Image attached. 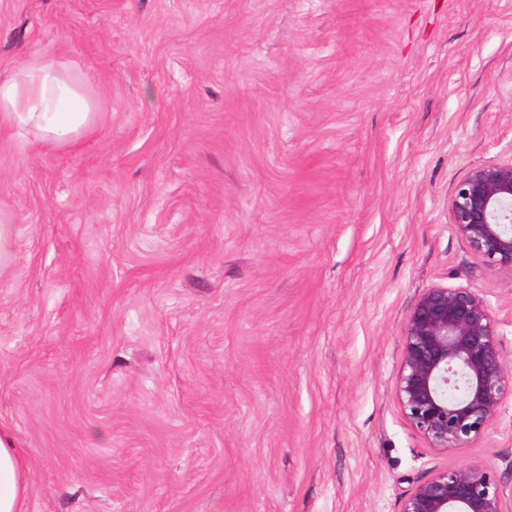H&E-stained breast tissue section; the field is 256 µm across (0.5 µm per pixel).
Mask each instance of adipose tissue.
<instances>
[{"mask_svg": "<svg viewBox=\"0 0 512 512\" xmlns=\"http://www.w3.org/2000/svg\"><path fill=\"white\" fill-rule=\"evenodd\" d=\"M97 101L58 58L39 55L0 74V130L31 136L45 150L72 147L96 127ZM27 469L22 448L0 430V512H22Z\"/></svg>", "mask_w": 512, "mask_h": 512, "instance_id": "1", "label": "adipose tissue"}]
</instances>
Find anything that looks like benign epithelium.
I'll list each match as a JSON object with an SVG mask.
<instances>
[{"instance_id":"benign-epithelium-1","label":"benign epithelium","mask_w":512,"mask_h":512,"mask_svg":"<svg viewBox=\"0 0 512 512\" xmlns=\"http://www.w3.org/2000/svg\"><path fill=\"white\" fill-rule=\"evenodd\" d=\"M448 212L478 261L512 272V157L472 167L448 198ZM403 339L395 390L410 426L445 451L489 430L512 397V367L483 295L426 289L405 319ZM401 512H512V489L489 466L459 462L410 489Z\"/></svg>"}]
</instances>
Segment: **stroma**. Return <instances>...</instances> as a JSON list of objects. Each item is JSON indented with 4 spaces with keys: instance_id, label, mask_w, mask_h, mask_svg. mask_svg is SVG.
<instances>
[{
    "instance_id": "stroma-1",
    "label": "stroma",
    "mask_w": 512,
    "mask_h": 512,
    "mask_svg": "<svg viewBox=\"0 0 512 512\" xmlns=\"http://www.w3.org/2000/svg\"><path fill=\"white\" fill-rule=\"evenodd\" d=\"M76 66V146L0 132V429L23 512H400L446 466L512 487V398L461 450L401 412L403 326L512 272L448 198L512 156V0H0V73ZM11 217L0 210V271L12 260L11 253Z\"/></svg>"
}]
</instances>
